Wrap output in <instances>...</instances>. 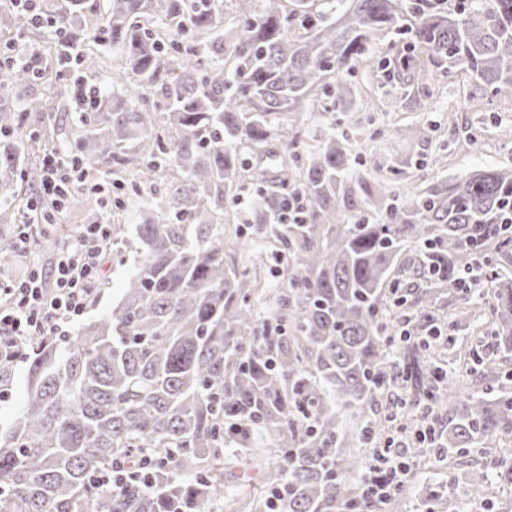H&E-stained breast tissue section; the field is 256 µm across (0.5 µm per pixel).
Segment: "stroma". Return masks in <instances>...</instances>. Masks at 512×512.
<instances>
[{
    "mask_svg": "<svg viewBox=\"0 0 512 512\" xmlns=\"http://www.w3.org/2000/svg\"><path fill=\"white\" fill-rule=\"evenodd\" d=\"M352 86L360 94L375 99L376 105L362 112L361 128L340 122L336 131L348 137L352 158L362 160L365 167L381 168V184L392 183L388 169L399 160L407 161L402 180L413 188L462 177L480 168H512V95L490 94L481 98L479 106H472V80L461 71L436 84L431 109L412 112L405 108L394 87L385 84L379 72L358 70ZM399 124L420 126L426 135L415 143L396 139L391 130ZM137 200L129 184L112 190L110 221L123 225L124 230L115 235L112 249L104 258L103 276L92 286L86 316L99 315L111 305L120 292L129 261L135 258L125 227L134 221ZM98 209V202L93 199L84 207L71 204L60 209L53 223H35L29 260L49 266L53 260L50 239L72 237L78 225L89 223ZM473 343L481 354L500 363L504 376L492 380L484 377L481 370H474L467 375L469 393L491 398L512 386L507 378L512 372V354L496 350L487 335L474 338ZM399 439L408 447L411 473L404 491L390 501L386 512H428L431 494L447 490L452 493L455 512H512V485L500 482L496 476L500 458L512 453V434L496 438L492 449L480 444L466 455L454 458L433 452L430 445L415 443L412 433H400ZM471 468L485 469L491 475L484 493L473 494L462 483L449 487V473L459 474Z\"/></svg>",
    "mask_w": 512,
    "mask_h": 512,
    "instance_id": "stroma-1",
    "label": "stroma"
}]
</instances>
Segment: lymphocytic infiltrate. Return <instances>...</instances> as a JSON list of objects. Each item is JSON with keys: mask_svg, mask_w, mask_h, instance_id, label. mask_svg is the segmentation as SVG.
Segmentation results:
<instances>
[{"mask_svg": "<svg viewBox=\"0 0 512 512\" xmlns=\"http://www.w3.org/2000/svg\"><path fill=\"white\" fill-rule=\"evenodd\" d=\"M79 187L72 153L44 158L39 196L62 207ZM111 242L110 224H87L75 243L56 255L51 270L30 263L20 276L0 279V365L27 359L35 337L62 335L64 324L83 315L89 286L99 278ZM377 468V474H365L363 486L369 502L379 506L404 487L409 465L389 450L379 457Z\"/></svg>", "mask_w": 512, "mask_h": 512, "instance_id": "f902f5d3", "label": "lymphocytic infiltrate"}]
</instances>
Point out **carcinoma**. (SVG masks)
<instances>
[{
	"instance_id": "cac0c4a2",
	"label": "carcinoma",
	"mask_w": 512,
	"mask_h": 512,
	"mask_svg": "<svg viewBox=\"0 0 512 512\" xmlns=\"http://www.w3.org/2000/svg\"><path fill=\"white\" fill-rule=\"evenodd\" d=\"M47 2L61 35L43 50L42 80L97 71L89 45L100 39L123 61L112 74L121 90L95 86L94 111L76 114L87 127L77 168L99 161L118 180L134 172L137 192L159 179L166 191L138 211L137 260L118 302L65 341H34L24 402L0 429V512H214L224 456L267 448L278 467L257 512L280 490V512H371L350 478L385 423L369 419L351 437L347 420L374 410L388 376L405 422L422 405L443 419L433 442L450 454L512 433V392L487 399L460 387L472 364L497 377L495 359L453 336L473 326L463 280L480 260L512 253V170L384 192L351 168L336 136L338 112L360 125L365 99L347 96L349 78L385 33L401 46L376 68L412 111L456 70L473 77L474 96L512 92V0H231L228 13L222 0ZM19 20L0 10V32L24 30ZM28 83L0 68L7 208L23 206L17 180L42 179L12 135L72 98L69 83L56 85L53 105ZM305 112L331 116L313 145L301 139ZM273 139L283 152L246 162ZM248 187L249 232L231 239L224 205ZM407 245L419 248L412 267L397 265ZM267 261L281 282L262 310ZM395 275L394 304L384 284ZM489 282L492 336L512 350V275ZM443 347L454 375L436 362Z\"/></svg>"
}]
</instances>
